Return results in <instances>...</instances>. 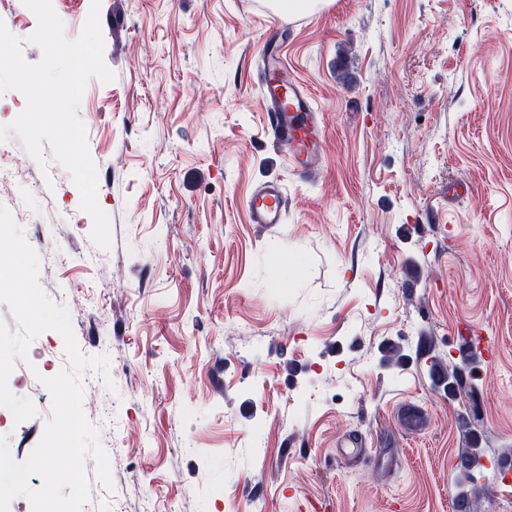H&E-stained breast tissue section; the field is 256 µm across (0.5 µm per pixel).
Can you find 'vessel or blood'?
Here are the masks:
<instances>
[{
	"instance_id": "1",
	"label": "vessel or blood",
	"mask_w": 512,
	"mask_h": 512,
	"mask_svg": "<svg viewBox=\"0 0 512 512\" xmlns=\"http://www.w3.org/2000/svg\"><path fill=\"white\" fill-rule=\"evenodd\" d=\"M288 91L291 95L290 108L268 113L267 128L274 144L287 155L289 166L301 178L311 180L318 170L315 149L320 137V115L302 86L289 82ZM287 209V194L277 182L260 186L249 201L252 223L267 228L283 223ZM461 340L460 355L491 361L495 348L483 329L464 326Z\"/></svg>"
}]
</instances>
